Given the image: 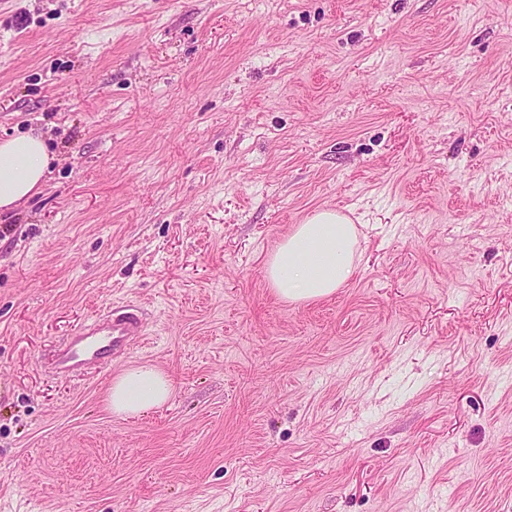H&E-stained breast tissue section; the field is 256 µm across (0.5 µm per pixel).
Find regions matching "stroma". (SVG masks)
<instances>
[{"mask_svg":"<svg viewBox=\"0 0 512 512\" xmlns=\"http://www.w3.org/2000/svg\"><path fill=\"white\" fill-rule=\"evenodd\" d=\"M0 512H512V0H0ZM324 207L331 297L264 276ZM146 336L62 375L110 310ZM171 374L112 413L114 375ZM50 159L41 133L0 140V213L15 210L41 191ZM357 229L334 209H322L296 224L269 255L265 278L284 301L331 296L351 276ZM174 390L172 378L153 365L124 369L112 378L108 404L120 416L141 415L166 403Z\"/></svg>","mask_w":512,"mask_h":512,"instance_id":"35a3bbf8","label":"stroma"}]
</instances>
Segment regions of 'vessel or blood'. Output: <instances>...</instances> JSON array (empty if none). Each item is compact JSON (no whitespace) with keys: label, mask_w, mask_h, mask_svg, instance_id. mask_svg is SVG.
<instances>
[{"label":"vessel or blood","mask_w":512,"mask_h":512,"mask_svg":"<svg viewBox=\"0 0 512 512\" xmlns=\"http://www.w3.org/2000/svg\"><path fill=\"white\" fill-rule=\"evenodd\" d=\"M143 334L144 325L135 313L103 314L81 326L68 344L55 351L53 363L62 373L96 367L125 350L133 337Z\"/></svg>","instance_id":"obj_1"}]
</instances>
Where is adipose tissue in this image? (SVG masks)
<instances>
[{"label": "adipose tissue", "instance_id": "ef3b65f1", "mask_svg": "<svg viewBox=\"0 0 512 512\" xmlns=\"http://www.w3.org/2000/svg\"><path fill=\"white\" fill-rule=\"evenodd\" d=\"M42 134L21 133L0 140V213L15 210L41 191L50 165ZM357 229L351 220L327 208L293 226L270 254L265 278L284 301H313L331 296L351 276ZM172 378L152 365L132 366L113 377L108 404L120 416H136L166 403Z\"/></svg>", "mask_w": 512, "mask_h": 512}]
</instances>
